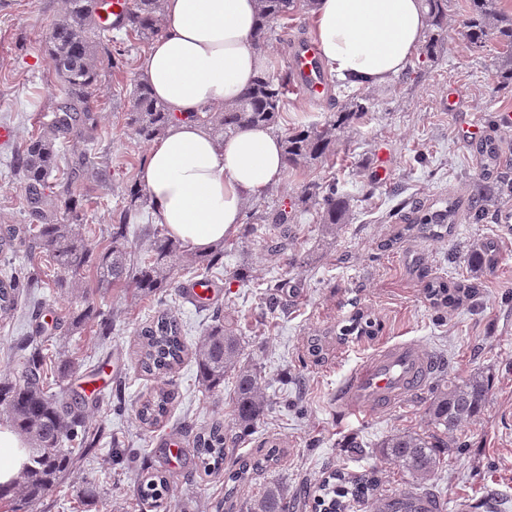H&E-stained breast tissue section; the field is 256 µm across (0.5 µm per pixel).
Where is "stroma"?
<instances>
[{"instance_id": "obj_1", "label": "stroma", "mask_w": 512, "mask_h": 512, "mask_svg": "<svg viewBox=\"0 0 512 512\" xmlns=\"http://www.w3.org/2000/svg\"><path fill=\"white\" fill-rule=\"evenodd\" d=\"M465 8L466 0H448V31L437 55L414 54L406 72L385 86L367 88L374 108L338 131L329 156L315 166L287 170L246 203V211L264 221L252 237L237 233L225 239L223 264L212 276V301L201 305L180 291L195 275L197 254L188 249L177 261V287L164 289L158 299L141 296L131 284L97 293L96 305L112 315L110 334H101L93 320L74 332L70 297L55 288L49 259L39 258L38 284L23 289L14 319L0 324V377L8 372L14 339L34 335V316L52 313L59 328L47 349L75 367L52 392L85 394L89 422L105 425L106 436L97 454L45 495L37 512H140L136 489L148 469L170 476V499L178 512H205L207 504L223 499V475L196 471L192 440L200 427L230 421L233 379H225L223 393H209L193 358H185L166 379L172 394L168 414L147 429L135 419L138 397L158 384L139 367L138 333L163 302L181 319L191 346L210 325L214 307H221L241 338L243 362L259 369L265 381L271 408L228 458L255 454L266 441L278 443L281 458L238 489L232 512H249L268 484L293 493L317 487L336 469L354 475L374 468L382 489L404 488L406 475L384 459L380 445L391 434L425 429L431 387L388 409L336 410V391L350 370L401 343L442 363L433 382L463 379L477 370L492 382L485 410L462 427L466 448L443 455L426 489L446 502V512H462V505L489 493L499 497L501 512H512V226L506 221L512 198L479 224L460 211L455 232L446 239L396 237L414 208L436 209L447 199L465 201L475 193L482 181L480 143L498 145L494 174L512 181V122L502 120L512 113V90L493 91L503 48L493 39L471 48L460 32ZM66 9L67 0H0V125L13 132L8 143H0V225L29 221L13 164L49 125L62 95L60 81L48 70L46 36ZM311 38L308 13L297 12L278 25L265 45L268 71L288 70L300 41ZM143 52L140 45L130 48L121 72L110 68L105 55L97 56V130L91 141L70 142L60 162L66 173L80 154L88 156L81 182L89 196L76 231L96 252L109 246L112 212L127 187L138 182L146 159L148 144L126 119ZM355 91L338 80L316 100L289 93L278 127L325 122ZM311 179L335 181L348 197L349 209L335 232L326 231L315 210L295 204L302 182ZM283 210L291 215L292 233L286 252L273 255L265 248L267 220ZM490 240L495 264L469 266V249ZM294 255L299 263L289 264ZM244 263L247 278H236ZM434 279L468 284L475 294L455 306L434 308L424 290ZM272 288L278 291L273 307L266 302ZM359 312L374 320L375 336L337 339V327ZM315 337L324 341L317 360L308 354ZM114 445L124 448L131 462L107 463ZM89 486L94 498L76 504L77 493Z\"/></svg>"}]
</instances>
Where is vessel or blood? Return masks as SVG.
Returning a JSON list of instances; mask_svg holds the SVG:
<instances>
[{
	"label": "vessel or blood",
	"mask_w": 512,
	"mask_h": 512,
	"mask_svg": "<svg viewBox=\"0 0 512 512\" xmlns=\"http://www.w3.org/2000/svg\"><path fill=\"white\" fill-rule=\"evenodd\" d=\"M316 53L306 48L293 54L291 66L299 78V90L308 98H319L324 91L314 65ZM434 368L426 357L410 344L397 345L365 360L354 368L336 396L340 407L359 412L368 404L388 408L411 397L429 381Z\"/></svg>",
	"instance_id": "1"
}]
</instances>
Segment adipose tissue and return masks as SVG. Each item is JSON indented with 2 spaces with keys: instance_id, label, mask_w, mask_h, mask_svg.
<instances>
[{
  "instance_id": "ef3b65f1",
  "label": "adipose tissue",
  "mask_w": 512,
  "mask_h": 512,
  "mask_svg": "<svg viewBox=\"0 0 512 512\" xmlns=\"http://www.w3.org/2000/svg\"><path fill=\"white\" fill-rule=\"evenodd\" d=\"M161 35L139 73L172 119L148 147L139 183L155 223L198 253L233 234L246 201L286 171L282 139L255 125L219 140L192 116L234 104L265 71L254 46L258 0H161ZM317 50L340 79L379 86L404 73L428 29L423 0H316ZM25 443L0 426V485L27 461Z\"/></svg>"
}]
</instances>
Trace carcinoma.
<instances>
[{"instance_id": "carcinoma-1", "label": "carcinoma", "mask_w": 512, "mask_h": 512, "mask_svg": "<svg viewBox=\"0 0 512 512\" xmlns=\"http://www.w3.org/2000/svg\"><path fill=\"white\" fill-rule=\"evenodd\" d=\"M93 0H68L62 20L55 23L49 36V70L64 85V95L52 107L53 119L47 129L30 140L19 156L13 170L25 192L30 226L8 225L0 228V252H15L24 247L28 252L47 254L56 266L57 287L72 294V324L74 327L97 318L100 329L112 327L111 318L99 311L93 300V291H106L130 282L143 294L168 288L176 282L172 258L182 252V243L156 232L150 247V258L145 263L135 262L124 233L148 197L137 184L130 187L123 205L112 211V242L104 252L94 256L78 238L74 225L83 223L86 198L77 189V173L72 171L66 181L52 182L59 170L57 141L70 137L82 138L95 125L93 89L98 72L93 64L97 49L107 55L112 69L123 65L126 50L110 49L112 26L95 19ZM315 0H262L260 26L255 39L259 50L274 31L279 21L302 8L310 10ZM468 11L462 28L468 42L475 48L485 46L489 37L511 49L502 60L497 74V88H512V16L504 13L498 0H467ZM431 34L423 45V52L433 56L443 43L448 25V0H425ZM159 0H129L120 24L127 37L148 43L157 38L161 28L157 24ZM295 83L293 72L270 73L260 76L245 89L238 100L222 112L194 115L195 120L210 127L213 135L223 139L238 129L257 124L278 125L280 112L285 109L286 96ZM131 108L127 124L139 138L149 141L161 134L170 113L153 98L147 84L139 77L133 79ZM370 98L352 95L347 102L323 124H311L287 129L282 134L287 168L315 165L323 160L336 142V132L356 123L369 111ZM512 193V184L486 181L470 200L469 213L476 222L482 221L489 207L498 199ZM297 201L321 210L322 223L330 231L342 223L348 209L347 199L339 194L336 182L311 181L298 192ZM459 204L448 200L445 209L436 210L413 220L403 228L410 236L443 240L455 231ZM291 217L283 211L276 216L273 229L277 231L266 241L267 251L279 255L286 249L290 236ZM224 257V243L216 244L204 255L206 266L197 276L208 278L212 268ZM467 262L476 269L495 262L494 249L487 244L474 246L467 254ZM96 270V289L80 288L76 277L88 266ZM466 285L431 281L430 299L446 306L458 302ZM20 280L10 276L0 280V320L13 318L20 295ZM138 362L143 372L158 379L173 372L192 355L199 380L211 393H223L224 378L235 376L232 418L237 431H224V422L214 421L200 428L195 436L193 457L207 474L222 471L228 449L236 447L238 438L249 432L264 418L268 400L265 397L262 376L257 369L240 364L242 346L240 337L224 323L221 311L214 313L213 323L205 329L193 351H188L183 325L175 316L162 309L151 322L140 330ZM9 373L0 379V412L7 415L14 428L25 437L32 448L14 486L0 487V501L13 495L27 504L40 502L47 491L70 472L74 461L96 451L105 428L88 425L79 402H70L50 393L48 369L43 343L31 336L15 340L12 347ZM490 378L476 371L462 380H446L436 384L426 408L427 429L402 431L385 439L383 455L407 476L408 488L396 494L379 492L377 471L359 475H345L334 471L317 487L316 506L323 512H345L340 493L372 500L374 512H444V504L427 492H421L440 464L442 450L464 448L465 441L457 436L462 425L479 415L488 402ZM171 393L161 384L142 399L136 410L140 424L154 426L167 414ZM280 460L276 443L262 454L236 462V468L224 473V482L230 484L228 495L244 484L250 475L262 471ZM170 478L157 472L142 481L140 498L160 507L170 493ZM291 502L280 487L273 485L254 500L250 512H290Z\"/></svg>"}]
</instances>
